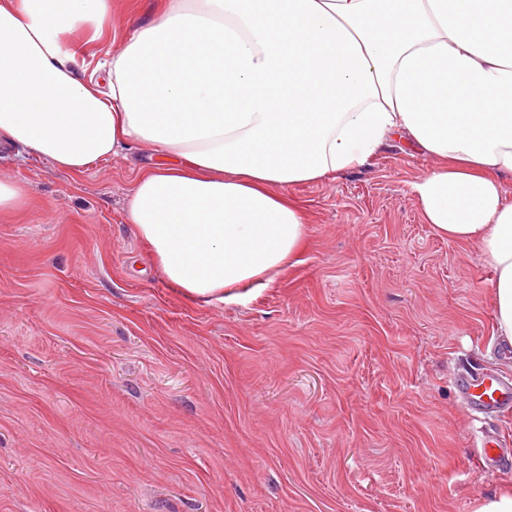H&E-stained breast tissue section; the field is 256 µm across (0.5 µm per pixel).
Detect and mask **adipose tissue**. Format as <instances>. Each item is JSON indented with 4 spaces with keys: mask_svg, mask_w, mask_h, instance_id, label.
Instances as JSON below:
<instances>
[{
    "mask_svg": "<svg viewBox=\"0 0 512 512\" xmlns=\"http://www.w3.org/2000/svg\"><path fill=\"white\" fill-rule=\"evenodd\" d=\"M112 0H0V142L74 175L133 148L124 211L201 301L264 288L304 248L290 187L392 139L433 165L425 223L477 244L512 342V0H165L82 79Z\"/></svg>",
    "mask_w": 512,
    "mask_h": 512,
    "instance_id": "adipose-tissue-1",
    "label": "adipose tissue"
}]
</instances>
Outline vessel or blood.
I'll list each match as a JSON object with an SVG mask.
<instances>
[{"label": "vessel or blood", "mask_w": 512, "mask_h": 512, "mask_svg": "<svg viewBox=\"0 0 512 512\" xmlns=\"http://www.w3.org/2000/svg\"><path fill=\"white\" fill-rule=\"evenodd\" d=\"M455 386L467 402L473 419L486 420L512 412V379L496 372L458 374ZM477 455L486 470L500 469L512 457L495 433H484Z\"/></svg>", "instance_id": "obj_1"}]
</instances>
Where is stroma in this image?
<instances>
[{"label": "stroma", "mask_w": 512, "mask_h": 512, "mask_svg": "<svg viewBox=\"0 0 512 512\" xmlns=\"http://www.w3.org/2000/svg\"><path fill=\"white\" fill-rule=\"evenodd\" d=\"M161 0H116L100 51ZM137 152L80 177L0 151V512H477L454 376L498 355L494 277L437 237L402 140L294 188L296 263L234 301L173 288L123 221ZM27 202L23 185L0 178V216L22 208Z\"/></svg>", "instance_id": "35a3bbf8"}]
</instances>
